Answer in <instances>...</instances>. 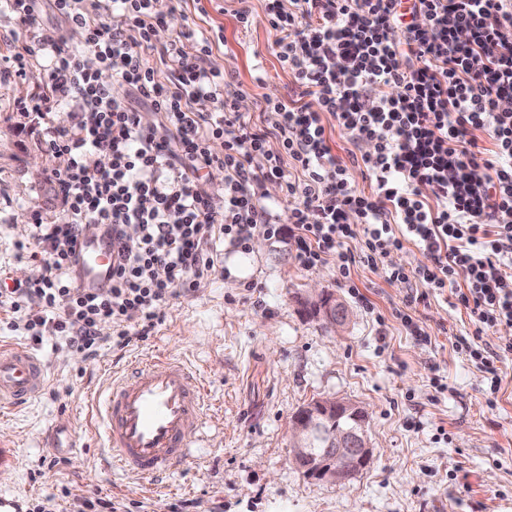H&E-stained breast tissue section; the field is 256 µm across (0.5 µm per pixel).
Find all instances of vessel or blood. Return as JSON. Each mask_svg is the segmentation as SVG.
<instances>
[{"mask_svg":"<svg viewBox=\"0 0 512 512\" xmlns=\"http://www.w3.org/2000/svg\"><path fill=\"white\" fill-rule=\"evenodd\" d=\"M112 274V239L104 231L78 247L75 275L81 287L106 288ZM47 365L27 349L0 345V409L35 398ZM96 435L112 451L114 467L161 479L196 455L193 436L203 426L208 397L202 374L162 350L136 359L130 372H111L87 398Z\"/></svg>","mask_w":512,"mask_h":512,"instance_id":"vessel-or-blood-1","label":"vessel or blood"}]
</instances>
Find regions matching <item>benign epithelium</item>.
<instances>
[{"instance_id": "1", "label": "benign epithelium", "mask_w": 512, "mask_h": 512, "mask_svg": "<svg viewBox=\"0 0 512 512\" xmlns=\"http://www.w3.org/2000/svg\"><path fill=\"white\" fill-rule=\"evenodd\" d=\"M302 304L331 331L344 329L348 314L335 297L313 289ZM343 417L365 424L368 412L352 401L319 397L292 417L288 435L295 450V463L308 477L342 485L368 464L371 450L367 435L339 425Z\"/></svg>"}]
</instances>
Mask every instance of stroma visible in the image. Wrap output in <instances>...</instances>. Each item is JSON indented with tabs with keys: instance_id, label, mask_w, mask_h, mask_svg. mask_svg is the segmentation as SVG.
<instances>
[{
	"instance_id": "1",
	"label": "stroma",
	"mask_w": 512,
	"mask_h": 512,
	"mask_svg": "<svg viewBox=\"0 0 512 512\" xmlns=\"http://www.w3.org/2000/svg\"><path fill=\"white\" fill-rule=\"evenodd\" d=\"M237 7L227 0L224 12L206 16L186 8L169 17L164 34L192 23L222 28L224 70L249 88L242 109L263 126L265 98H292L294 88L273 54L279 34L264 0H251L254 20L245 31L233 16ZM35 91V83L0 76V280L10 285L24 278L14 244L31 236L29 213L50 212L55 195L52 184L31 175L48 164L38 120L17 110ZM354 280L356 297L340 285L334 265L303 270L285 245L264 240L243 253L226 244L216 274L167 306L148 341L102 350L90 365L70 350L35 346L48 363V383L18 410L0 411V444L19 459L0 494L26 493L30 502L49 501L52 512H71L96 490L136 512H172L185 502L191 512H512V361L502 364V389L489 407L481 371L452 348L469 318L450 295L417 304L432 336L425 344L396 321H375L401 304L406 285L387 283L380 267L358 269ZM249 283L257 293L246 292ZM311 287L349 309L339 335L300 305ZM157 346L198 368L211 395L196 458L159 482L104 468L107 448L81 429L86 396L101 386L106 367L130 368ZM436 374L448 385L444 393L430 385ZM320 396L360 403L370 414L371 459L343 485L309 479L292 460L291 418ZM59 423L78 434L62 469L45 474V436ZM442 428L447 438L439 437Z\"/></svg>"
}]
</instances>
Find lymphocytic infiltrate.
Segmentation results:
<instances>
[{
  "instance_id": "f902f5d3",
  "label": "lymphocytic infiltrate",
  "mask_w": 512,
  "mask_h": 512,
  "mask_svg": "<svg viewBox=\"0 0 512 512\" xmlns=\"http://www.w3.org/2000/svg\"><path fill=\"white\" fill-rule=\"evenodd\" d=\"M41 2L0 0L23 32L0 68L40 77L18 109L38 119L57 193L55 215L33 213L32 240L16 245L40 276L0 289L12 327L93 362L148 341L166 306L217 271L220 245L245 253L261 236L303 270L335 264L354 295L356 268L378 265L387 282L451 294L473 326L453 347L496 405L512 338L481 336L512 326V0H265L296 97L266 99L263 129L240 109L248 88L215 60L222 31L186 26L160 46L154 0H51L53 27ZM335 129L348 160L332 151ZM96 224L117 253L111 288L89 293L71 265ZM411 247L415 263L391 262Z\"/></svg>"
}]
</instances>
